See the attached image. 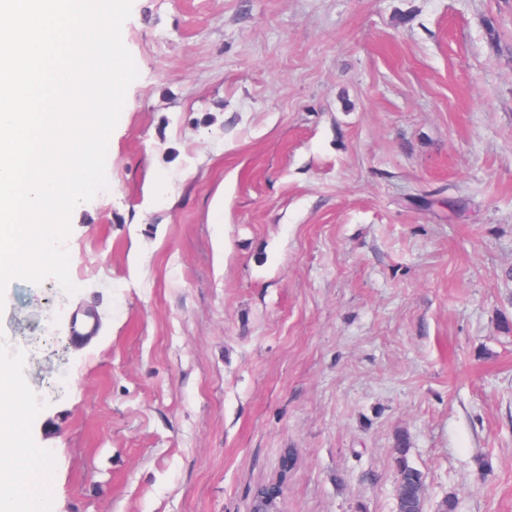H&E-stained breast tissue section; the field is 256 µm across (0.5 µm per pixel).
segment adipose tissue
Returning a JSON list of instances; mask_svg holds the SVG:
<instances>
[{
    "instance_id": "adipose-tissue-1",
    "label": "adipose tissue",
    "mask_w": 512,
    "mask_h": 512,
    "mask_svg": "<svg viewBox=\"0 0 512 512\" xmlns=\"http://www.w3.org/2000/svg\"><path fill=\"white\" fill-rule=\"evenodd\" d=\"M28 359L25 350L0 342V512H42V501L28 487V470L14 457L27 402L16 381Z\"/></svg>"
}]
</instances>
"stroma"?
<instances>
[{
  "mask_svg": "<svg viewBox=\"0 0 512 512\" xmlns=\"http://www.w3.org/2000/svg\"><path fill=\"white\" fill-rule=\"evenodd\" d=\"M74 293L13 279L43 512H512V0H132ZM101 327L75 340L72 316ZM407 441L402 435L396 439L394 448L398 469L397 497L398 507L406 512H424V500L419 496V491L424 487L422 473L410 466L406 460ZM284 464H286V475L282 476L279 473L278 477L271 482L261 484L254 490V498L257 500V507H254V512H279L278 508L272 504L269 505L268 501L275 499L280 502L283 496L284 489L288 483V475L293 471L296 463V454L293 449L287 448L282 456Z\"/></svg>",
  "mask_w": 512,
  "mask_h": 512,
  "instance_id": "stroma-1",
  "label": "stroma"
}]
</instances>
